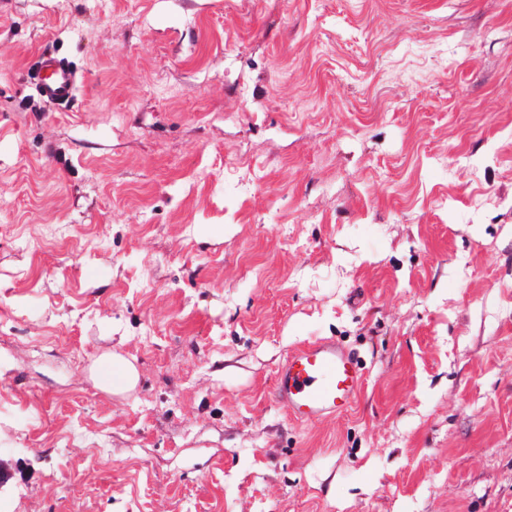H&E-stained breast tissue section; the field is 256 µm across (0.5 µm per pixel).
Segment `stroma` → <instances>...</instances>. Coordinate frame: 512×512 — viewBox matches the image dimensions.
I'll return each instance as SVG.
<instances>
[{"mask_svg": "<svg viewBox=\"0 0 512 512\" xmlns=\"http://www.w3.org/2000/svg\"><path fill=\"white\" fill-rule=\"evenodd\" d=\"M0 512H512V0H0ZM32 79L39 94L56 105L73 101L79 83L76 70L52 50H44ZM363 381L360 357L323 339L291 353L278 367L273 396L295 420L311 423L347 411ZM107 364L113 367L112 375H104L99 371L98 365L95 368V380L99 386L114 393L124 392L133 388L137 381L135 368L127 361L119 358L109 357L98 364Z\"/></svg>", "mask_w": 512, "mask_h": 512, "instance_id": "stroma-1", "label": "stroma"}]
</instances>
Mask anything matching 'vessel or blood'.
Instances as JSON below:
<instances>
[{
    "mask_svg": "<svg viewBox=\"0 0 512 512\" xmlns=\"http://www.w3.org/2000/svg\"><path fill=\"white\" fill-rule=\"evenodd\" d=\"M39 94L57 105L73 101L76 70L54 51H43L32 76ZM361 359L333 340H319L291 353L274 375L273 396L293 418L310 423L340 414L362 388Z\"/></svg>",
    "mask_w": 512,
    "mask_h": 512,
    "instance_id": "1",
    "label": "vessel or blood"
}]
</instances>
